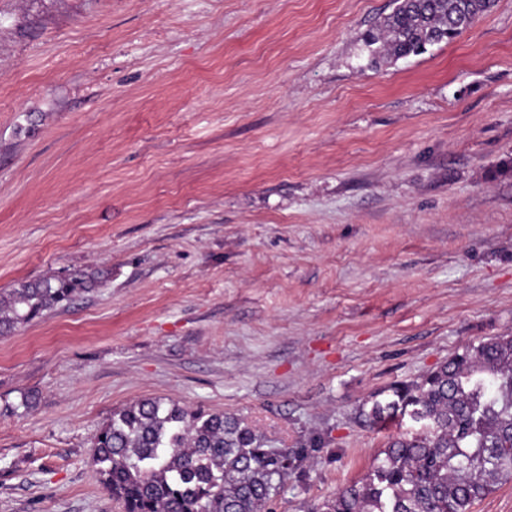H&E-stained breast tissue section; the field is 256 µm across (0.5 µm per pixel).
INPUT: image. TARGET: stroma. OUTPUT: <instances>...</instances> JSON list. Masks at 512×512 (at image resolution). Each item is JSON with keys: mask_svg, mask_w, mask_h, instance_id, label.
I'll list each match as a JSON object with an SVG mask.
<instances>
[{"mask_svg": "<svg viewBox=\"0 0 512 512\" xmlns=\"http://www.w3.org/2000/svg\"><path fill=\"white\" fill-rule=\"evenodd\" d=\"M393 7L0 0V291L109 273L0 337V512H119L147 398L306 449V512L415 427L360 403L512 334V0L368 68Z\"/></svg>", "mask_w": 512, "mask_h": 512, "instance_id": "obj_1", "label": "stroma"}]
</instances>
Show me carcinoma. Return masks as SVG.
<instances>
[{
	"mask_svg": "<svg viewBox=\"0 0 512 512\" xmlns=\"http://www.w3.org/2000/svg\"><path fill=\"white\" fill-rule=\"evenodd\" d=\"M394 4L379 33L364 34L371 65L455 38L495 0ZM105 279L82 270L0 292V335ZM391 392V401L361 405L364 420L383 424L407 403L420 429L392 438L361 481L310 512H471L493 488L512 482L511 335L491 337ZM301 455L269 446L235 416L145 399L113 413L96 436L92 462L121 512H266Z\"/></svg>",
	"mask_w": 512,
	"mask_h": 512,
	"instance_id": "obj_1",
	"label": "carcinoma"
}]
</instances>
